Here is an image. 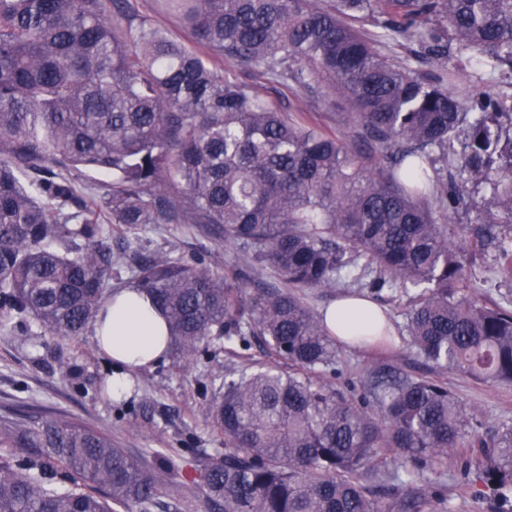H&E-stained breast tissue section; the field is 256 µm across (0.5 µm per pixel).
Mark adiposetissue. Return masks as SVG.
<instances>
[{
  "instance_id": "obj_1",
  "label": "adipose tissue",
  "mask_w": 512,
  "mask_h": 512,
  "mask_svg": "<svg viewBox=\"0 0 512 512\" xmlns=\"http://www.w3.org/2000/svg\"><path fill=\"white\" fill-rule=\"evenodd\" d=\"M101 352L116 373L108 380L113 392H124L125 373L154 367L168 354L167 327L145 293L123 288L109 297L94 328Z\"/></svg>"
}]
</instances>
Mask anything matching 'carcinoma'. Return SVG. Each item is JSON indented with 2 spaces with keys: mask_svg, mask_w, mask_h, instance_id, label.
<instances>
[{
  "mask_svg": "<svg viewBox=\"0 0 512 512\" xmlns=\"http://www.w3.org/2000/svg\"><path fill=\"white\" fill-rule=\"evenodd\" d=\"M156 2L193 44L132 0H0V325L62 338L94 326L121 256L68 173L109 174L111 223L216 225L255 277L275 274L247 300L236 275L171 254L133 271L178 360L250 335L288 362L224 376L212 415L224 452L188 473L214 508L448 512V450L473 436L465 473L490 512H512V423L479 434L443 379L512 385V309L463 292L469 254L448 239L461 191L447 175L462 135L460 163L512 217V95L482 99L472 118L448 68L454 48L512 78V0ZM394 40L427 69L379 49ZM224 60L345 102L356 123L345 134L288 115ZM496 261L512 274V233ZM396 285L415 369L382 360L348 397L331 380L335 339L300 290ZM392 339L388 317L359 337ZM2 448L0 512L162 508L169 470L83 423L0 415Z\"/></svg>",
  "mask_w": 512,
  "mask_h": 512,
  "instance_id": "1",
  "label": "carcinoma"
}]
</instances>
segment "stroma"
Segmentation results:
<instances>
[{
	"instance_id": "obj_1",
	"label": "stroma",
	"mask_w": 512,
	"mask_h": 512,
	"mask_svg": "<svg viewBox=\"0 0 512 512\" xmlns=\"http://www.w3.org/2000/svg\"><path fill=\"white\" fill-rule=\"evenodd\" d=\"M448 64L458 70L453 92L465 105L512 91V82L479 58L453 51ZM259 90L279 100L288 112L310 113L331 126L336 123L335 109L312 101L298 87L263 84ZM108 230L113 251L125 257L124 266L113 268V278L131 280L136 257L169 253L237 274L246 294L259 286L246 254L225 242L216 227L112 224ZM494 264L493 253H486L468 285L476 294L512 308V281L499 277ZM267 358L259 338L214 340L193 364L169 357L153 368L130 372L129 390L115 398L107 385L114 372L112 362L99 353L92 332L60 338L40 330L31 336L0 330V410L15 407L80 421L109 435L113 444L151 469L160 459H168L175 466L161 490L168 512H214L186 473L194 460L222 451L223 439L212 428L211 406L225 373ZM444 379L459 403L475 412L483 429L512 423V386L477 381L455 371L445 373Z\"/></svg>"
}]
</instances>
